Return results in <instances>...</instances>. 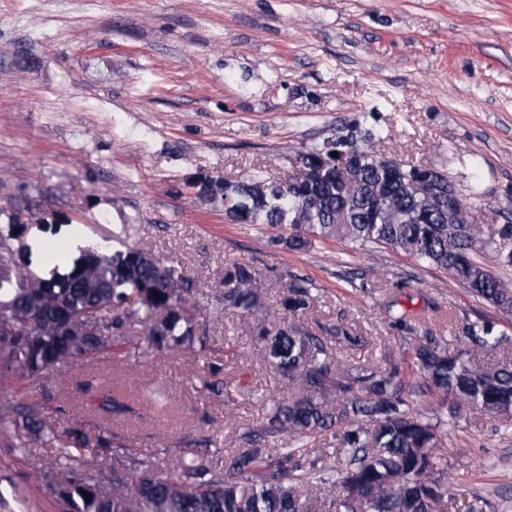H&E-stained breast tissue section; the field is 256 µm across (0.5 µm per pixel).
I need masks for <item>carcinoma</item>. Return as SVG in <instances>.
<instances>
[{
  "mask_svg": "<svg viewBox=\"0 0 512 512\" xmlns=\"http://www.w3.org/2000/svg\"><path fill=\"white\" fill-rule=\"evenodd\" d=\"M296 162L301 178L278 182L256 172L246 180H208L200 190L221 199L233 224L289 227L292 233L277 243L291 251L339 240L403 253L447 271L474 298L512 315V284L488 264L512 265V224L486 233L448 213L456 189L445 171L395 163L348 136L301 151ZM426 179L435 192L421 190ZM126 231L124 224L112 239L92 240L50 262L45 274L25 266L0 281V312L8 311L0 319L7 348L0 380L90 365L112 349V337L135 325L157 355L211 351L210 337L200 335L207 304L193 280L178 262L129 244ZM220 287L224 308L248 320L261 364L295 393L270 396L261 420L239 433L241 447L224 450L217 463L199 443L183 441L173 476L157 473L112 434V422L140 417L138 403L94 375L75 382L98 420L93 427L47 416L38 403L0 398V408L14 416L3 427L13 447L53 450L41 479L64 512H446L444 435L409 399H437L452 423L466 408L512 421V365H481L502 342L489 323L465 325L463 348L450 353L443 339L415 336L407 320L397 319L394 325L409 334L405 354L423 376L410 383L395 359L374 367L345 363L338 352L369 345L351 326L319 336L296 323L320 299L304 280L280 295L279 317L269 313L252 263L225 266ZM140 380L148 391L143 402L166 408L155 381ZM328 437L336 441L337 466L331 455L311 452ZM108 455L112 473L100 468L87 476L86 467Z\"/></svg>",
  "mask_w": 512,
  "mask_h": 512,
  "instance_id": "carcinoma-1",
  "label": "carcinoma"
}]
</instances>
